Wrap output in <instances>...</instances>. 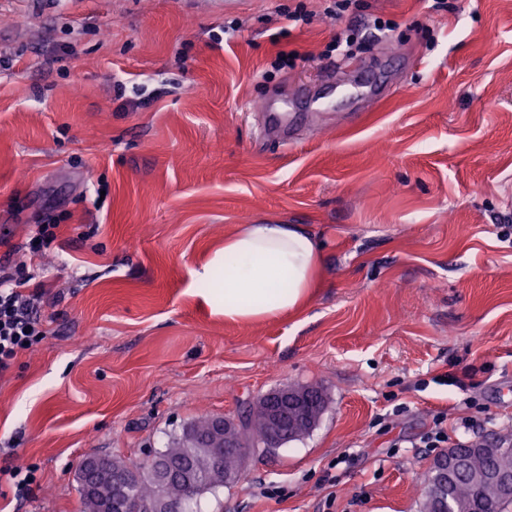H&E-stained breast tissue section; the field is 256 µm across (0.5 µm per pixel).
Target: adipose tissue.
Listing matches in <instances>:
<instances>
[{"label":"adipose tissue","mask_w":512,"mask_h":512,"mask_svg":"<svg viewBox=\"0 0 512 512\" xmlns=\"http://www.w3.org/2000/svg\"><path fill=\"white\" fill-rule=\"evenodd\" d=\"M321 250L296 224H245L225 236L223 249L194 282L203 299L228 322H261L300 311L316 288Z\"/></svg>","instance_id":"1"}]
</instances>
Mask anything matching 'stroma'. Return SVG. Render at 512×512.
I'll return each instance as SVG.
<instances>
[{
	"instance_id": "stroma-1",
	"label": "stroma",
	"mask_w": 512,
	"mask_h": 512,
	"mask_svg": "<svg viewBox=\"0 0 512 512\" xmlns=\"http://www.w3.org/2000/svg\"><path fill=\"white\" fill-rule=\"evenodd\" d=\"M368 2L293 27L296 0H0V262L49 214L64 244L31 268L51 333L0 378V461L41 485L0 512H82L85 456L142 462L285 386L323 389L319 423L206 512H419L437 415L453 444L512 432V0ZM375 16L373 102L326 50ZM301 84L334 109L264 140ZM260 221L319 239L320 283L229 324L191 272ZM265 112L267 117L266 131L268 139L278 140V134L288 124H292L300 114L297 112H282L278 106L276 100H268L265 106Z\"/></svg>"
}]
</instances>
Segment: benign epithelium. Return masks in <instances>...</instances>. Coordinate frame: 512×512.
<instances>
[{
	"instance_id": "7a95c632",
	"label": "benign epithelium",
	"mask_w": 512,
	"mask_h": 512,
	"mask_svg": "<svg viewBox=\"0 0 512 512\" xmlns=\"http://www.w3.org/2000/svg\"><path fill=\"white\" fill-rule=\"evenodd\" d=\"M317 406L316 390L284 387L270 395L265 403L264 418L253 422V426L265 439L274 444H283L312 423V410ZM202 441L203 447L212 449L213 471L223 472L225 460L234 456L233 448L237 447L230 421L223 417H215ZM82 467L95 474L96 483L111 489L112 512H136L131 494L136 476L133 467L127 465L122 469H111L104 461L92 455L84 458ZM434 469L444 474L450 471L464 472L467 469V460L455 454L446 460L436 461ZM157 479L160 486L165 489L175 483L172 462L166 461L157 466ZM483 479L496 497H512V472L488 471L483 474ZM180 509L181 503L165 493L159 494L148 506V512H179Z\"/></svg>"
}]
</instances>
